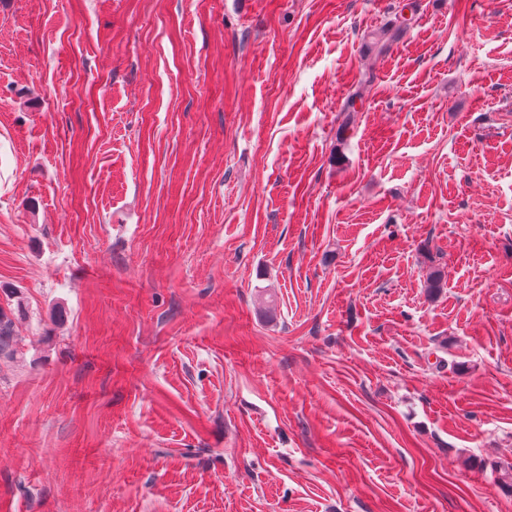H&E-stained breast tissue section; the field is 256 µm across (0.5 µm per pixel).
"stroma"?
<instances>
[{
	"label": "stroma",
	"instance_id": "stroma-1",
	"mask_svg": "<svg viewBox=\"0 0 512 512\" xmlns=\"http://www.w3.org/2000/svg\"><path fill=\"white\" fill-rule=\"evenodd\" d=\"M0 307V512H512V0H0ZM404 19L399 24L386 26L380 28L378 31L371 34V37L375 40L376 46H378L379 52H386L391 44L397 41L404 31L407 29V23Z\"/></svg>",
	"mask_w": 512,
	"mask_h": 512
}]
</instances>
